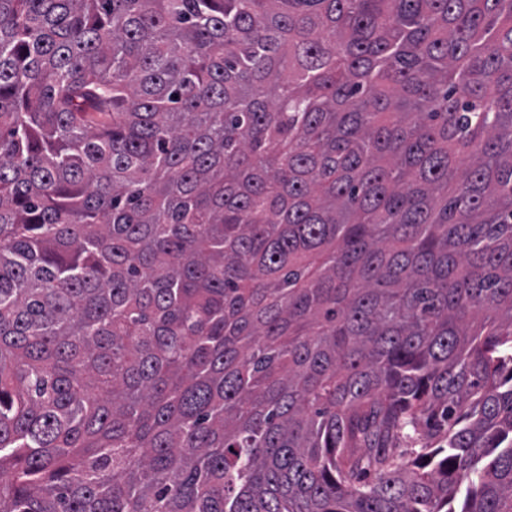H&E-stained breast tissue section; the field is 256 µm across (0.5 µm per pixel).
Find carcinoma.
I'll list each match as a JSON object with an SVG mask.
<instances>
[{
	"mask_svg": "<svg viewBox=\"0 0 512 512\" xmlns=\"http://www.w3.org/2000/svg\"><path fill=\"white\" fill-rule=\"evenodd\" d=\"M0 512H512V0H0Z\"/></svg>",
	"mask_w": 512,
	"mask_h": 512,
	"instance_id": "carcinoma-1",
	"label": "carcinoma"
}]
</instances>
